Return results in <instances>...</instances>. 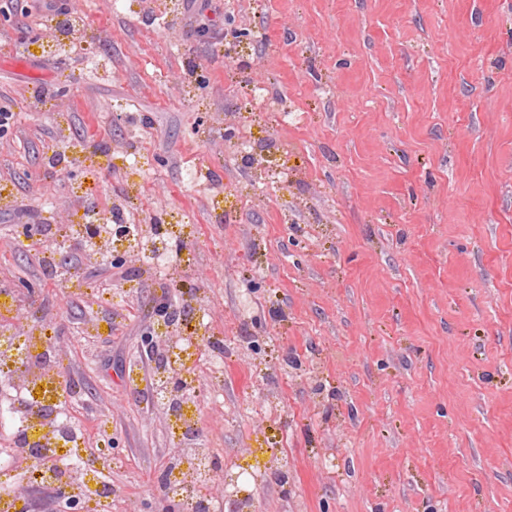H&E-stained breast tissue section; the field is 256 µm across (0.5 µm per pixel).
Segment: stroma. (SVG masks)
<instances>
[{"label": "stroma", "instance_id": "obj_1", "mask_svg": "<svg viewBox=\"0 0 512 512\" xmlns=\"http://www.w3.org/2000/svg\"><path fill=\"white\" fill-rule=\"evenodd\" d=\"M68 2L29 56L43 0H0V293L41 290L14 326L86 388L106 512L178 447L139 351L164 292L222 348L194 433L258 512H512V0ZM120 204L181 260L49 279L18 231Z\"/></svg>", "mask_w": 512, "mask_h": 512}]
</instances>
